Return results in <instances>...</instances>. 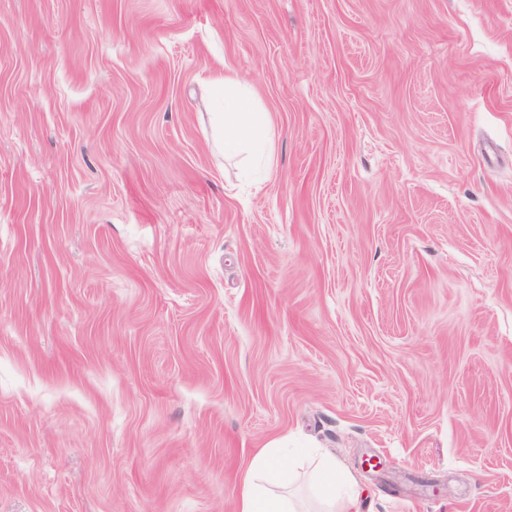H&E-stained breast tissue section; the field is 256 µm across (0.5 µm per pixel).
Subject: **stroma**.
<instances>
[{"label":"stroma","mask_w":512,"mask_h":512,"mask_svg":"<svg viewBox=\"0 0 512 512\" xmlns=\"http://www.w3.org/2000/svg\"><path fill=\"white\" fill-rule=\"evenodd\" d=\"M273 448L303 512L324 456L512 512V0H0V512H237ZM235 85L232 77L224 76V113L219 112L224 129V151L229 155L261 154L267 166L272 167L273 155L269 147L272 117L269 112L260 110L251 97L236 94Z\"/></svg>","instance_id":"35a3bbf8"}]
</instances>
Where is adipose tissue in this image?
Instances as JSON below:
<instances>
[{
  "mask_svg": "<svg viewBox=\"0 0 512 512\" xmlns=\"http://www.w3.org/2000/svg\"><path fill=\"white\" fill-rule=\"evenodd\" d=\"M232 77L224 79V111L220 115L224 131V151L270 155L273 121L270 113L260 110L253 99L236 94ZM255 475H244L238 512H299L292 498L278 491L282 470L267 458H260Z\"/></svg>",
  "mask_w": 512,
  "mask_h": 512,
  "instance_id": "ef3b65f1",
  "label": "adipose tissue"
}]
</instances>
